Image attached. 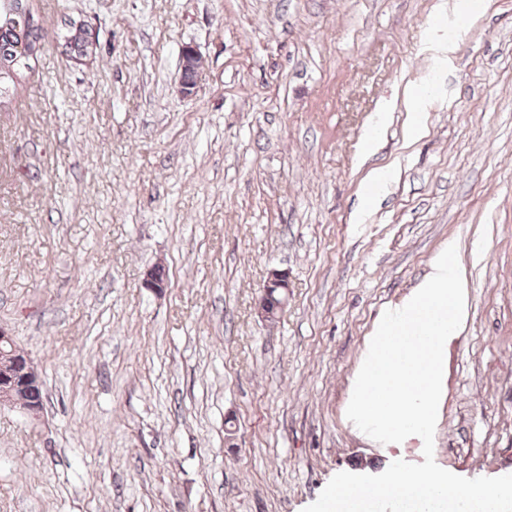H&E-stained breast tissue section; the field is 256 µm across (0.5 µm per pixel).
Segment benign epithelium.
<instances>
[{
	"mask_svg": "<svg viewBox=\"0 0 512 512\" xmlns=\"http://www.w3.org/2000/svg\"><path fill=\"white\" fill-rule=\"evenodd\" d=\"M277 288L285 305L288 297V276L279 270L269 272L264 284ZM41 387L39 375L30 357L16 344L12 334L0 328V406L17 408L31 418L40 416L42 407L28 399L30 393Z\"/></svg>",
	"mask_w": 512,
	"mask_h": 512,
	"instance_id": "obj_1",
	"label": "benign epithelium"
}]
</instances>
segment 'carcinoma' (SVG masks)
<instances>
[{
	"label": "carcinoma",
	"instance_id": "cac0c4a2",
	"mask_svg": "<svg viewBox=\"0 0 512 512\" xmlns=\"http://www.w3.org/2000/svg\"><path fill=\"white\" fill-rule=\"evenodd\" d=\"M33 0H0V110L8 107L23 71L40 51L43 27L34 13ZM76 22L68 21L59 34L64 52L80 56L93 51V42L74 34Z\"/></svg>",
	"mask_w": 512,
	"mask_h": 512
}]
</instances>
